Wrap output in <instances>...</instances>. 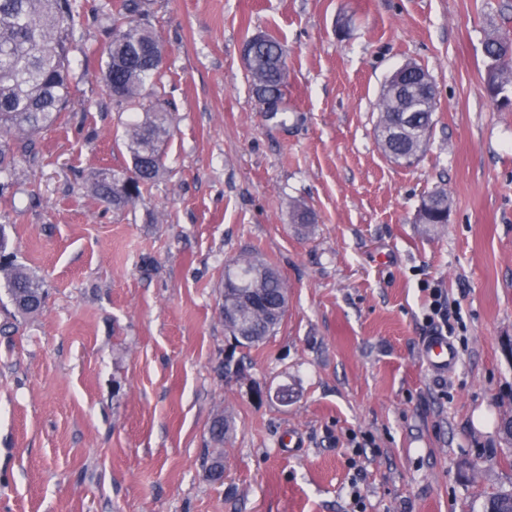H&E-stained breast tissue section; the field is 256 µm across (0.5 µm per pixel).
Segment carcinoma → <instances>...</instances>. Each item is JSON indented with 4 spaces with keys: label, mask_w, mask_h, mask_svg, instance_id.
<instances>
[{
    "label": "carcinoma",
    "mask_w": 512,
    "mask_h": 512,
    "mask_svg": "<svg viewBox=\"0 0 512 512\" xmlns=\"http://www.w3.org/2000/svg\"><path fill=\"white\" fill-rule=\"evenodd\" d=\"M144 0H115L96 9L104 35L103 80L119 105L142 106L143 91L161 84L163 46L153 29L142 22ZM85 13L83 0H0V194L9 185L11 171L31 152L34 137L55 125L70 104L69 52L77 25ZM507 39L491 36L484 43L488 60L485 85L491 97L500 85L512 86V63L502 62ZM248 61L247 80L262 111H284L288 93V64L274 36L256 33L243 44ZM401 67L405 88L389 82L381 91L375 137L384 155L400 164L412 155H424L433 125L435 104L415 93L412 71ZM172 116L163 105H153L127 124L125 147L132 161L128 172L103 170L91 178L93 194L105 206L121 208L136 201L141 187L163 169L162 144L170 136ZM448 192L436 188L419 209L420 223L448 222ZM7 241L0 231V288L22 314L39 312L46 293L41 280L5 255ZM288 293L280 273L258 255L245 253L224 266V310L248 319L251 332L240 334L225 326L236 347L262 343L283 319L280 302ZM233 427L231 415L219 411L209 427L215 448L224 447ZM487 512H512V492L492 495Z\"/></svg>",
    "instance_id": "cac0c4a2"
}]
</instances>
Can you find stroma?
I'll use <instances>...</instances> for the list:
<instances>
[{"label": "stroma", "instance_id": "35a3bbf8", "mask_svg": "<svg viewBox=\"0 0 512 512\" xmlns=\"http://www.w3.org/2000/svg\"><path fill=\"white\" fill-rule=\"evenodd\" d=\"M172 132L130 207L89 179L123 170L127 108L100 72L93 17L73 44L72 102L0 195V229L43 281L42 313L0 290V504L6 512H483L512 490V106L483 82L512 0H149ZM289 66L288 114L261 111L242 45ZM436 89L428 148L391 163L374 129L406 61ZM448 223L417 214L434 189ZM311 213L309 231L291 206ZM259 251L288 307L234 347L224 265ZM459 311V363L431 374L430 289ZM243 371L226 376L227 359ZM220 410L224 480L203 466ZM301 438L298 451L279 442ZM233 427V418L224 411H218L209 427V440L214 448H223L224 440L227 439Z\"/></svg>", "mask_w": 512, "mask_h": 512}]
</instances>
